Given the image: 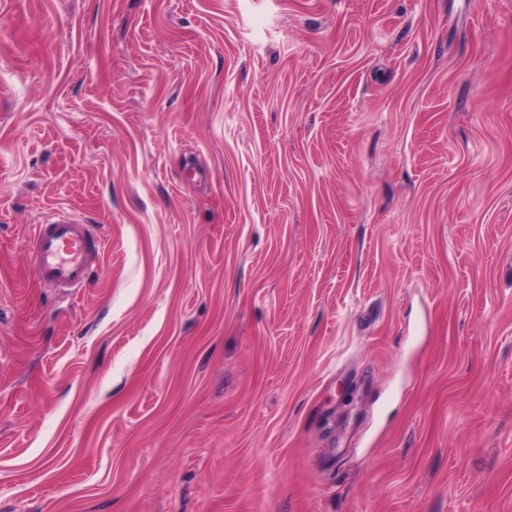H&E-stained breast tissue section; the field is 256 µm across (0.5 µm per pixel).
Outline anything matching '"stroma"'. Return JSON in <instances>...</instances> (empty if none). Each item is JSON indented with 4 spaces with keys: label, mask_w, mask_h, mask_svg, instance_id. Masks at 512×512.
<instances>
[{
    "label": "stroma",
    "mask_w": 512,
    "mask_h": 512,
    "mask_svg": "<svg viewBox=\"0 0 512 512\" xmlns=\"http://www.w3.org/2000/svg\"><path fill=\"white\" fill-rule=\"evenodd\" d=\"M0 512H512V0H0ZM105 240L68 214L34 227L29 251L39 278L59 288H83Z\"/></svg>",
    "instance_id": "stroma-1"
}]
</instances>
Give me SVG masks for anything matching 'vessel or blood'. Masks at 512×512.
I'll return each instance as SVG.
<instances>
[{"instance_id":"b4317fda","label":"vessel or blood","mask_w":512,"mask_h":512,"mask_svg":"<svg viewBox=\"0 0 512 512\" xmlns=\"http://www.w3.org/2000/svg\"><path fill=\"white\" fill-rule=\"evenodd\" d=\"M104 239L76 218L60 214L35 225L29 251L39 278L59 288H80L88 281Z\"/></svg>"}]
</instances>
